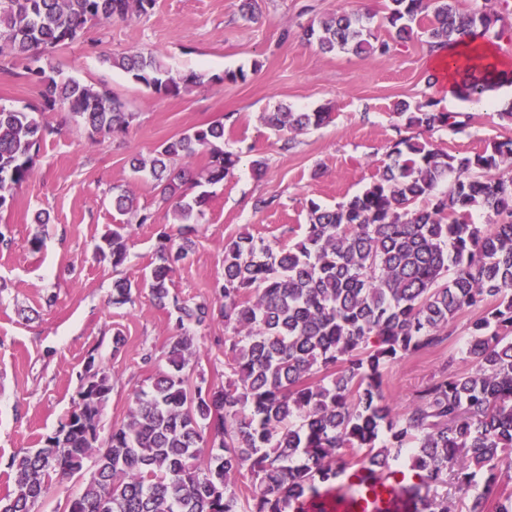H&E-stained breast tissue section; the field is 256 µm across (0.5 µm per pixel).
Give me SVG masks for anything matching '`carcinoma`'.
<instances>
[{
  "mask_svg": "<svg viewBox=\"0 0 512 512\" xmlns=\"http://www.w3.org/2000/svg\"><path fill=\"white\" fill-rule=\"evenodd\" d=\"M155 0H0V74L41 88L39 105L0 107V213L34 176V151L57 128L44 119L65 109L91 141L124 133L135 119L126 102L38 65L41 58L85 39L92 21H129ZM502 13L456 0H388L380 19L342 10L304 29L323 53L389 54L417 36L430 50L468 46L470 37L500 39ZM18 59L26 70L13 71ZM112 66L154 93L176 96L205 81L175 79L153 53L129 52ZM512 83L485 56L464 55L457 92L479 103ZM393 117L407 130H464L471 115L446 112L429 96L400 101ZM326 108L280 106L264 122L284 134L330 121ZM206 155L194 171L189 161ZM362 191L334 207L305 201L308 224L288 228L289 242L271 245L243 229L224 245L222 301L189 305L170 295L177 262L210 200L205 185L234 174L240 156L224 150V121L194 127L135 156L131 169L159 190L180 225L179 240L160 234L150 273L153 300L170 307L179 327L224 322L225 380H192L195 344L189 332L170 345L167 369L133 395L125 418L101 435L112 374L90 359L78 400L44 445L12 457L0 512H38L49 495L93 461L82 491L65 512H298V505L338 490L359 492L362 470L410 472L400 487L407 512H451L448 489L462 512H512L504 476L512 471V139L472 155L451 154L405 136ZM448 187L441 191L443 184ZM419 199L427 207L414 209ZM112 208L137 224H154L128 190L112 191ZM487 223L472 221L473 212ZM122 225L97 246L113 268L127 259ZM133 302V283L112 284V304ZM470 368L428 380L395 411L384 371L405 356L448 339L462 314Z\"/></svg>",
  "mask_w": 512,
  "mask_h": 512,
  "instance_id": "1",
  "label": "carcinoma"
}]
</instances>
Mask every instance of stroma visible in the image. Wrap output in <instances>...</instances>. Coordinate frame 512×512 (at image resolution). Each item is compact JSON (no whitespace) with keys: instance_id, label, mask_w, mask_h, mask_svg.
I'll use <instances>...</instances> for the list:
<instances>
[{"instance_id":"stroma-1","label":"stroma","mask_w":512,"mask_h":512,"mask_svg":"<svg viewBox=\"0 0 512 512\" xmlns=\"http://www.w3.org/2000/svg\"><path fill=\"white\" fill-rule=\"evenodd\" d=\"M386 0H259L257 20L243 18L241 0H156L147 16L99 22L87 35L95 50L76 42L51 64L63 76L103 85L117 93L136 119L127 133L89 144L82 126L50 114L57 133L35 159L36 175L0 216L8 246H0V490L13 455L40 447L71 411L88 361L110 370L114 389L102 425L121 421L135 390L166 367L178 335L176 319L158 307L148 289L134 304H112V282L142 281L155 260L160 232L176 234L150 182L129 166L132 155L149 156L169 137L215 120L225 126L224 148L241 160L234 177L215 187L200 224L195 249L174 273L171 291L188 303H213L224 277V243L242 228L270 243L283 242L284 226L306 224L305 198L333 206L370 184L401 133L392 117L397 102L440 99L450 112L474 117L461 133L441 129L426 140L452 154H472L494 140L512 138L500 112L512 107V84L487 94L492 109L447 98L428 86L431 54L415 38L386 56L325 54L302 40L303 26L353 7L383 13ZM132 50L157 54L172 76L192 71L210 82L176 96H161L134 84L108 62ZM244 69L238 83L217 82L227 70ZM285 105L296 112L330 106L327 125L294 134L292 140L268 127L262 115ZM266 163L262 176L253 160ZM133 192L139 209L153 212L152 224H125L112 208V189ZM45 211L49 221L34 216ZM125 224L127 260L115 268L96 247L117 224ZM40 247H32L33 238ZM469 315H461L448 340L428 353L406 357L385 372L384 391L397 405L432 375L466 371L463 348ZM196 338L198 369L207 383L224 382V355L214 340L223 322L188 325ZM125 344L114 349V336ZM151 363H144V356Z\"/></svg>"}]
</instances>
